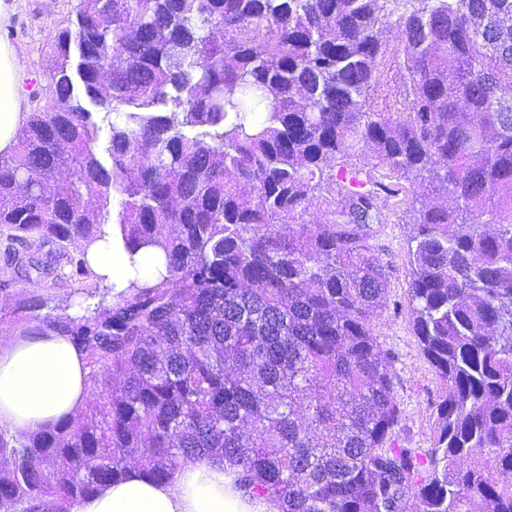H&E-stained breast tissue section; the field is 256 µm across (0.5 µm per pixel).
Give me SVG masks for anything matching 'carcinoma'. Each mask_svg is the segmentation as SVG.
<instances>
[{
  "mask_svg": "<svg viewBox=\"0 0 512 512\" xmlns=\"http://www.w3.org/2000/svg\"><path fill=\"white\" fill-rule=\"evenodd\" d=\"M409 91L378 112L381 35ZM55 102L0 153V229L95 277L78 318L38 290L33 327L84 353L98 409L0 427V512H70L136 469H235L278 512H512V0H81L50 60ZM373 158L413 193L414 334L445 391L434 441L396 438L374 181L306 220ZM119 225L164 272L114 291L85 259ZM79 245L67 256V246ZM29 284L49 270L16 259ZM113 302L105 303L107 296Z\"/></svg>",
  "mask_w": 512,
  "mask_h": 512,
  "instance_id": "1",
  "label": "carcinoma"
}]
</instances>
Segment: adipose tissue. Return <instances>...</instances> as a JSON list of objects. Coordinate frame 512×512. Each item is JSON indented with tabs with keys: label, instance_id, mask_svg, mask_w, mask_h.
<instances>
[{
	"label": "adipose tissue",
	"instance_id": "1",
	"mask_svg": "<svg viewBox=\"0 0 512 512\" xmlns=\"http://www.w3.org/2000/svg\"><path fill=\"white\" fill-rule=\"evenodd\" d=\"M20 71L13 48L0 43V152L16 143L21 124ZM88 262L95 273L123 288L128 279L151 278L163 265L150 250L130 256L119 230L92 244ZM84 355L70 337L41 328L0 342V426L29 433L77 412L86 402ZM72 512H277L270 502L244 496L236 473L223 463L188 462L171 484L130 472L107 484Z\"/></svg>",
	"mask_w": 512,
	"mask_h": 512
}]
</instances>
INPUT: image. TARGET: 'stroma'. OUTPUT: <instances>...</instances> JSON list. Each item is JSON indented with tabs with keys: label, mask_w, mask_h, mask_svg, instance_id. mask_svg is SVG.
Listing matches in <instances>:
<instances>
[{
	"label": "stroma",
	"mask_w": 512,
	"mask_h": 512,
	"mask_svg": "<svg viewBox=\"0 0 512 512\" xmlns=\"http://www.w3.org/2000/svg\"><path fill=\"white\" fill-rule=\"evenodd\" d=\"M81 0H12L13 13L0 26V41L11 45L21 66L23 113L46 111L54 102L49 59L58 32L71 25ZM386 53L379 67V88L372 100L375 110L386 112L406 95L404 71L396 48L398 35H383ZM398 193L385 197L380 223L371 227V242L389 272L387 308L372 319L371 328L381 347L391 353L402 419L399 441L408 448H430L433 441V404L444 389L424 357L412 330L407 304L410 262L407 239L412 229V211L434 205V198L413 195L410 184L398 180ZM7 240L0 233V340L16 335L25 323L12 310L24 291L3 260Z\"/></svg>",
	"instance_id": "35a3bbf8"
}]
</instances>
